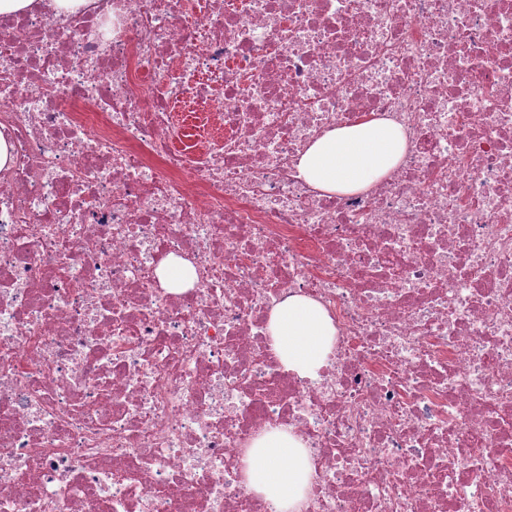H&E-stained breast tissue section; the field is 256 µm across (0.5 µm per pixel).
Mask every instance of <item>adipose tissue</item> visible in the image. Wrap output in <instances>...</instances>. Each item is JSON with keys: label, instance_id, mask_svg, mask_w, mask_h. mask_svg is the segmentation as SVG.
<instances>
[{"label": "adipose tissue", "instance_id": "obj_1", "mask_svg": "<svg viewBox=\"0 0 512 512\" xmlns=\"http://www.w3.org/2000/svg\"><path fill=\"white\" fill-rule=\"evenodd\" d=\"M406 145L401 125L369 120L328 130L300 156L297 168L300 177L319 191H364L399 164ZM268 331L286 370L302 378H318L336 328L317 301L288 297L272 310ZM245 464L249 492L273 502L277 512H298L310 473L307 453L298 440L284 430L269 432L254 442Z\"/></svg>", "mask_w": 512, "mask_h": 512}]
</instances>
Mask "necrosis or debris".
I'll use <instances>...</instances> for the list:
<instances>
[{
    "instance_id": "1",
    "label": "necrosis or debris",
    "mask_w": 512,
    "mask_h": 512,
    "mask_svg": "<svg viewBox=\"0 0 512 512\" xmlns=\"http://www.w3.org/2000/svg\"><path fill=\"white\" fill-rule=\"evenodd\" d=\"M364 118L396 169L308 185ZM0 137V512H275L244 469L279 429L300 512H512V0L0 14ZM291 295L336 327L313 381ZM406 145L401 125L369 120L328 130L300 156L297 168L300 177L321 192L365 191L399 164ZM159 274L168 287L175 288L174 290L188 287L193 277L191 269L177 261L162 266ZM268 331L272 347L286 370L310 380L319 377L336 328L317 301L289 296L272 310Z\"/></svg>"
}]
</instances>
